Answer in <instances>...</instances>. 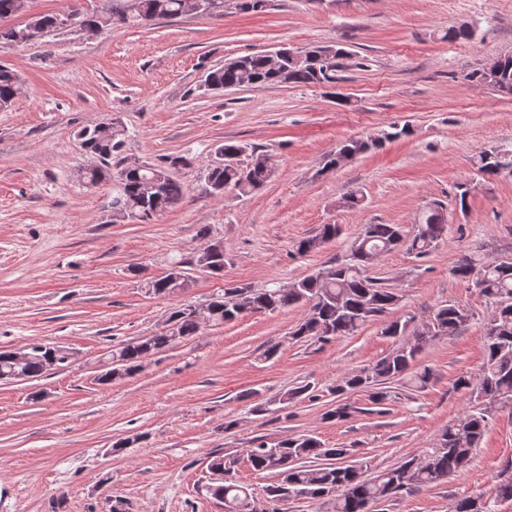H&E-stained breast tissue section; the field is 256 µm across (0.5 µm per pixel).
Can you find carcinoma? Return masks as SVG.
<instances>
[{
    "label": "carcinoma",
    "instance_id": "cac0c4a2",
    "mask_svg": "<svg viewBox=\"0 0 512 512\" xmlns=\"http://www.w3.org/2000/svg\"><path fill=\"white\" fill-rule=\"evenodd\" d=\"M194 0H106L104 6L86 14L82 23L88 28L117 32L132 26H149L160 19L195 15ZM59 14L32 16L21 24L0 28V44L10 47L29 44L31 31L44 37L60 30ZM347 53L338 46H315L301 52L296 59L275 60L263 53H252L229 60L206 74L210 90H229L240 86L241 68H246L252 85H329L336 82L337 54ZM498 91L512 93V54L498 57ZM20 79L11 68L0 65V105L10 106L16 97ZM406 124H393L390 130L373 139H349L338 152L362 155L386 141L408 137ZM80 145L94 155L100 165L85 171L87 184L94 186L110 173L112 156L124 144V130L116 125H95L78 134ZM186 163L181 157L160 164L143 163L138 168H121L112 176V213L118 218L147 224L177 204L185 194L183 185L172 169ZM486 175L499 172V152H481L474 161ZM204 192L224 197V190L235 189L242 195L264 187L274 175L270 158L254 147L226 141L214 151L204 169ZM445 205L440 201L427 204L419 212V224L408 237L398 224H365L350 242L349 259H336L293 283L291 288L254 289L233 286L224 294L209 299V319L222 324L246 312L276 311L297 304L305 313L290 332L296 341L316 340L329 343L338 336L353 334L365 322L385 315L396 302L394 289L367 274L366 256L384 254L403 247L418 258L427 256L446 231ZM340 234L337 224H324L318 234L298 242L296 254L305 256ZM189 262L175 260L167 272L145 282L146 292L172 296L185 288L184 273ZM224 245L217 241L209 246L208 270L211 276L224 277ZM452 275L473 282L478 293L489 301L493 314L487 323L486 360L475 376L460 377L455 388L466 389L474 397L476 408L446 426L433 452L407 458L391 468L368 474L360 464H347V448H326L312 435L289 437L270 446L259 437L246 449L254 471L267 473L276 480L267 487L271 500L288 497L327 499L332 512H377L375 506L404 492L448 481L467 467L473 450L480 446L490 411L512 408V261H484L471 254L460 257ZM471 313L454 302L442 304L434 311L427 328L415 338L409 350L399 348L378 360L372 367L338 380L330 393L343 394L363 390L369 401L383 407L393 401L389 384L400 380L418 353L438 336H452L470 320ZM201 324L174 308L165 321L164 330L141 340L110 350L114 375L99 377L103 384L135 374L145 355L161 352L170 346L198 335ZM26 359L18 364L12 351L0 352V381H24L40 377L47 362L56 357L63 365L59 346L33 344L25 349ZM209 494L222 502L228 512H268L234 480H224L207 487ZM512 501V476L500 479L489 496L479 495L458 500L451 512H497L498 504Z\"/></svg>",
    "mask_w": 512,
    "mask_h": 512
}]
</instances>
